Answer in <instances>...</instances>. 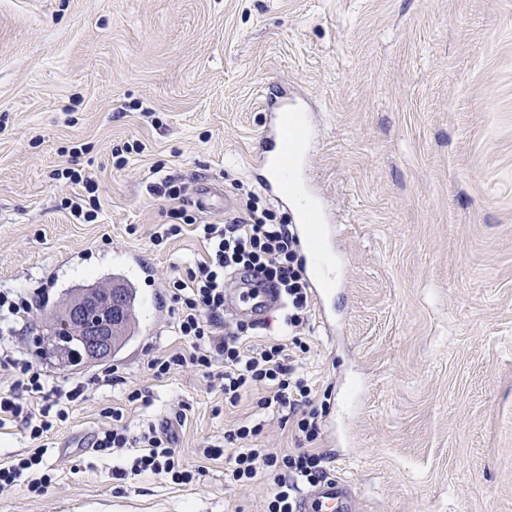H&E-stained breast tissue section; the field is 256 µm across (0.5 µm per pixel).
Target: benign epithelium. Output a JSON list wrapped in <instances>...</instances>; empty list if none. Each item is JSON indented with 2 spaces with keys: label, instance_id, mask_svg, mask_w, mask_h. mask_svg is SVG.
<instances>
[{
  "label": "benign epithelium",
  "instance_id": "7a95c632",
  "mask_svg": "<svg viewBox=\"0 0 512 512\" xmlns=\"http://www.w3.org/2000/svg\"><path fill=\"white\" fill-rule=\"evenodd\" d=\"M122 315L118 294L107 290L89 295L72 310V318L85 324V353L89 358L106 355L112 345L114 321Z\"/></svg>",
  "mask_w": 512,
  "mask_h": 512
}]
</instances>
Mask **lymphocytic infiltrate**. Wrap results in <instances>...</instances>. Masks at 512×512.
<instances>
[{
    "label": "lymphocytic infiltrate",
    "instance_id": "obj_1",
    "mask_svg": "<svg viewBox=\"0 0 512 512\" xmlns=\"http://www.w3.org/2000/svg\"><path fill=\"white\" fill-rule=\"evenodd\" d=\"M54 175L84 187L82 194L65 199L63 208L83 223L96 221L99 206L95 182L73 168L55 170ZM149 192L167 206V221L153 233V245L177 237L185 227L192 226L205 252L202 258L185 263L176 276L164 283L177 312L178 334L185 339L187 348L152 357L147 363L148 370L158 379L181 367L198 370L218 381L225 403L232 406L255 387H264L266 394L259 399V406L282 411L295 434L314 440L319 427L316 411L309 408L311 389L306 379L295 376L293 367L285 364L284 345H248L244 341L247 328L242 324L222 336L213 331L224 317V285L240 274L277 288L286 331L296 333L303 328L309 319L311 295L293 225L277 220L270 209L259 206L254 195L250 196L245 212L226 223H197L185 205L184 182L169 175L151 184ZM46 292L43 286L22 290L0 288V381L7 385L6 390L0 391V427L9 422L18 424L36 443L46 438L55 422L66 420L62 402L85 400L90 387L113 381L112 372L107 369L83 381L58 383L29 356L23 342ZM37 400L43 403L38 410L33 407ZM103 414L111 423L94 433L93 451L109 456L124 448L139 450L129 466L113 468V479L151 472L177 484L193 483L196 472L176 452L172 434L152 429L134 435L123 425L121 410L107 407ZM262 429L259 423H240L224 436L234 448L232 454L208 448L204 455L209 459L226 458L224 481L231 485H248L259 472H266L274 481L267 512H295L293 493L298 479L312 481L319 477L326 457L312 450L281 454L250 447V440ZM45 454V449L37 445L10 466L1 467L0 490L23 483L29 491L43 492L53 475Z\"/></svg>",
    "mask_w": 512,
    "mask_h": 512
}]
</instances>
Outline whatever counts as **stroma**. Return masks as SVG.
Wrapping results in <instances>:
<instances>
[{
    "instance_id": "obj_1",
    "label": "stroma",
    "mask_w": 512,
    "mask_h": 512,
    "mask_svg": "<svg viewBox=\"0 0 512 512\" xmlns=\"http://www.w3.org/2000/svg\"><path fill=\"white\" fill-rule=\"evenodd\" d=\"M278 89L311 117L308 181L340 226L343 284L335 335L314 312L295 348L275 309L252 343L285 344L318 410L312 445L360 512H512V0H0V283H46L48 311L124 274L145 302L121 384L67 405L51 483L0 491V512H264L269 476L227 485L202 451L247 419L263 425L253 447L292 452L280 413L257 390L231 407L201 373L147 370L183 345L155 291L203 251L189 226L152 245L165 206L148 186L215 190L204 222L254 192L296 223L250 168ZM65 167L98 184L97 221L62 209ZM136 388L150 404L127 402ZM106 407L135 431L167 422L196 481L119 483L136 449L70 447Z\"/></svg>"
}]
</instances>
